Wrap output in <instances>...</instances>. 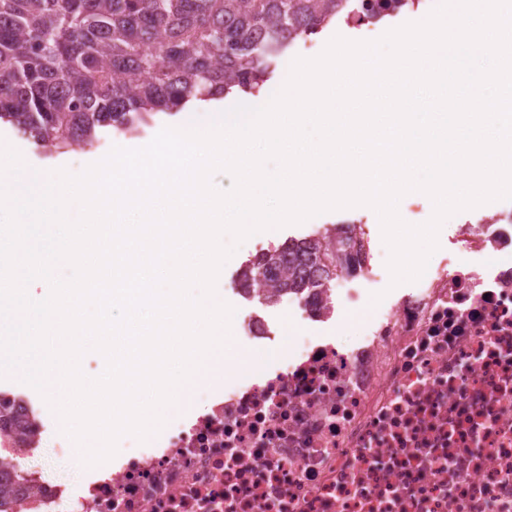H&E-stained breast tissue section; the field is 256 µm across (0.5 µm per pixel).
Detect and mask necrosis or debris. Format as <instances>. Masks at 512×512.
Segmentation results:
<instances>
[{
  "label": "necrosis or debris",
  "instance_id": "obj_1",
  "mask_svg": "<svg viewBox=\"0 0 512 512\" xmlns=\"http://www.w3.org/2000/svg\"><path fill=\"white\" fill-rule=\"evenodd\" d=\"M463 237L462 271L425 274L392 311L320 292L238 315L223 387L186 391L205 412L112 471L50 481L0 434L8 512H512V209ZM336 315L367 334L315 337ZM291 323L304 336L283 366L242 373Z\"/></svg>",
  "mask_w": 512,
  "mask_h": 512
}]
</instances>
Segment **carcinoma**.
<instances>
[{"instance_id": "cac0c4a2", "label": "carcinoma", "mask_w": 512, "mask_h": 512, "mask_svg": "<svg viewBox=\"0 0 512 512\" xmlns=\"http://www.w3.org/2000/svg\"><path fill=\"white\" fill-rule=\"evenodd\" d=\"M354 0H0V121L59 152L113 129L136 136L160 113L266 84L297 38ZM341 232L291 240L243 268L272 306L358 272ZM0 424L31 445L32 425Z\"/></svg>"}]
</instances>
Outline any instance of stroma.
Listing matches in <instances>:
<instances>
[{
	"label": "stroma",
	"mask_w": 512,
	"mask_h": 512,
	"mask_svg": "<svg viewBox=\"0 0 512 512\" xmlns=\"http://www.w3.org/2000/svg\"><path fill=\"white\" fill-rule=\"evenodd\" d=\"M180 121V115H164L156 121L153 127L147 128L142 135L126 137L115 134L105 137L96 149L88 150L75 146L66 152L52 155L37 149L34 144L22 137L12 125L7 123L0 125V142L17 149L32 165L45 166L54 170L64 168L70 173L78 174L88 165L103 159L112 146L143 147L153 139L159 129L179 126ZM487 214V209L483 208L476 211H462L450 217L439 231V248L430 257V266L451 275L455 274L458 269L457 257L463 246V227L480 223ZM336 224H357L369 234L374 250V260L379 268L378 274L372 278L359 275L348 277L344 288L353 295L357 303H370L373 295L379 293L383 296L382 308L388 310L401 296L416 291L417 286L413 283L391 286L390 273L386 266L389 252L382 239L379 219L372 209L357 206L327 211L300 224L252 235L224 264L223 272L219 275L216 284L217 295L222 297L224 302L233 306L235 310L264 313L265 308L258 300H248L230 293L229 283L240 267L262 250L278 246L291 238H301L314 231L333 227ZM0 388L30 400L37 410L39 420L46 429L44 440L39 448L29 452L25 459L26 464L42 468L45 477L51 481L77 482L91 474V467L82 463L78 449H71L70 453L64 456L57 455L56 443L66 438L62 421L34 388L21 381L19 370L0 371Z\"/></svg>",
	"instance_id": "35a3bbf8"
}]
</instances>
